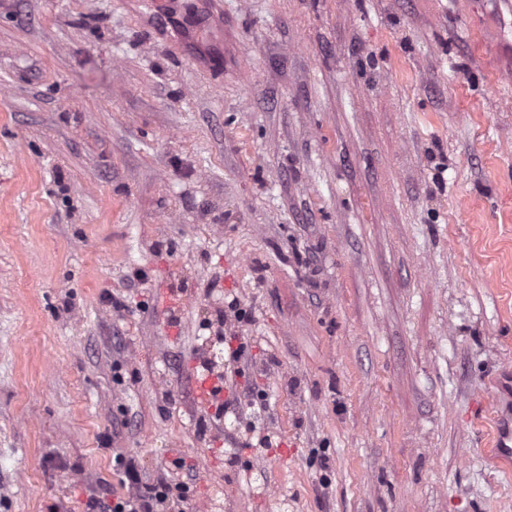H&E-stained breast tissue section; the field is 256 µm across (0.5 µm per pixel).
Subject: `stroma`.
I'll return each mask as SVG.
<instances>
[{"mask_svg":"<svg viewBox=\"0 0 512 512\" xmlns=\"http://www.w3.org/2000/svg\"><path fill=\"white\" fill-rule=\"evenodd\" d=\"M211 6L0 0V512H512L498 0ZM494 447L499 457L512 460V419L505 417L499 423ZM116 471L129 490L125 494L112 491L103 484L97 495L91 496L84 504V512H163L161 508H170L173 500V487L167 479L141 485L140 473L133 458L118 453L115 457Z\"/></svg>","mask_w":512,"mask_h":512,"instance_id":"stroma-1","label":"stroma"}]
</instances>
